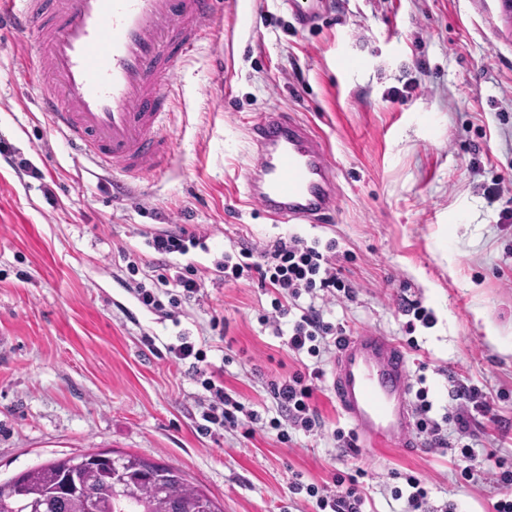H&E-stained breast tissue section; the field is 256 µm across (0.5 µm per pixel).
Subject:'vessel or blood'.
<instances>
[{
	"mask_svg": "<svg viewBox=\"0 0 512 512\" xmlns=\"http://www.w3.org/2000/svg\"><path fill=\"white\" fill-rule=\"evenodd\" d=\"M219 0H0V17L38 34L28 73H46L37 99L70 142L103 167L141 179L166 169L170 146L157 133L178 59L197 47ZM255 161L249 197L276 218L319 224L336 211L334 167L310 127L292 114L268 113L251 126ZM410 370L392 337L363 331L343 337L331 389L361 447L416 450Z\"/></svg>",
	"mask_w": 512,
	"mask_h": 512,
	"instance_id": "vessel-or-blood-1",
	"label": "vessel or blood"
}]
</instances>
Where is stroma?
<instances>
[{"mask_svg": "<svg viewBox=\"0 0 512 512\" xmlns=\"http://www.w3.org/2000/svg\"><path fill=\"white\" fill-rule=\"evenodd\" d=\"M205 28L174 70L160 126L170 166L116 195L112 174L38 110L19 65L37 51L33 33L0 20V482L126 452L180 468L224 512H318L294 474L321 485L358 468L364 512H402L391 491L415 473L428 512H495L496 463L512 462V223L500 220L512 211V16L502 0H323L303 28L288 0H224ZM268 112L296 113L322 137L332 222L275 221L247 196V129ZM175 224L206 236L173 259L206 271L205 295L157 311L135 285L157 260L147 236ZM288 234L338 242L355 297L325 305V320L405 345L432 418L465 412L469 432L449 428L447 447L414 453L337 447L348 422L323 379L322 433L278 440L268 383L303 364L259 321L271 289L224 283L212 266L230 245ZM405 298L430 326L408 329ZM184 340L262 429L203 430L206 377L169 351ZM458 384L493 401L495 419L452 401ZM467 444L478 456L468 480Z\"/></svg>", "mask_w": 512, "mask_h": 512, "instance_id": "obj_1", "label": "stroma"}]
</instances>
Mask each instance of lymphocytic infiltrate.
Returning <instances> with one entry per match:
<instances>
[{
	"label": "lymphocytic infiltrate",
	"instance_id": "f902f5d3",
	"mask_svg": "<svg viewBox=\"0 0 512 512\" xmlns=\"http://www.w3.org/2000/svg\"><path fill=\"white\" fill-rule=\"evenodd\" d=\"M197 233L186 229H166L151 233L147 244L159 260L153 266V279L163 286L180 289V297L161 302L152 291L137 286L136 292L143 304L154 309L163 305H178L180 298H199L205 286V276L197 268L186 271H173L168 261L170 255H184L190 244L196 243ZM336 241L319 243L292 234L280 237L261 250L248 247H230L224 259L218 262L217 269L223 273L225 281H257L260 287L271 288L275 296L271 310L261 316L262 324L272 328L275 335H287L288 349L294 354H307L319 359L331 353L344 334L341 325L326 321L322 311L316 307V300L341 301L351 299L353 286L336 268ZM309 296L308 305H301L302 296ZM320 368L294 372L288 377L271 381L270 391L279 409L278 418L272 419L270 426L277 430L281 442L291 440V434L302 431L308 434L320 433L322 417L313 404L315 382L321 379ZM205 386L211 394V403L205 421L224 428H238L241 419L256 423L254 412L244 411L239 402L231 401L223 387L213 381ZM415 427L430 445L442 447L446 444L443 427L454 424L460 432H468L470 421L463 414L443 416L442 420L431 418L432 404L426 390L416 393ZM306 492L316 500L319 512H363L364 496L353 474H334L331 484H307Z\"/></svg>",
	"mask_w": 512,
	"mask_h": 512
}]
</instances>
